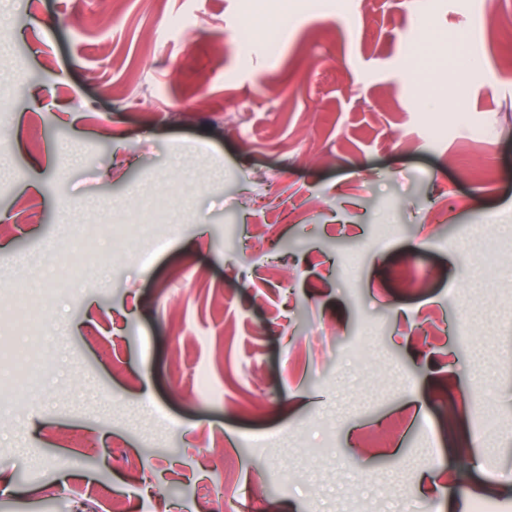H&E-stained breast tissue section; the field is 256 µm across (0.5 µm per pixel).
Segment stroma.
Instances as JSON below:
<instances>
[{
  "instance_id": "stroma-1",
  "label": "stroma",
  "mask_w": 512,
  "mask_h": 512,
  "mask_svg": "<svg viewBox=\"0 0 512 512\" xmlns=\"http://www.w3.org/2000/svg\"><path fill=\"white\" fill-rule=\"evenodd\" d=\"M264 2L0 0V512L512 506V0Z\"/></svg>"
}]
</instances>
